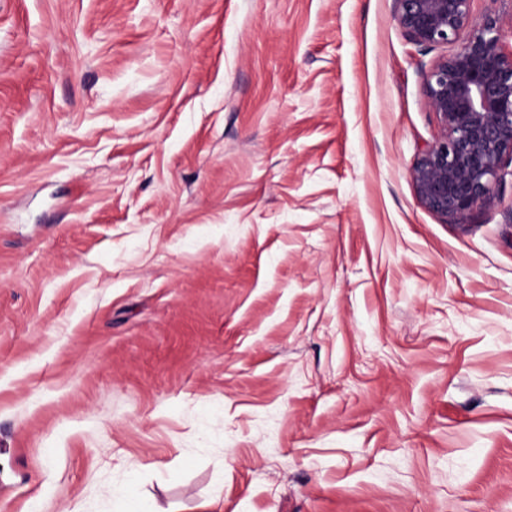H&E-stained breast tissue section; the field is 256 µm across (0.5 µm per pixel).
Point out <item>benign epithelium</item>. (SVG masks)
Returning a JSON list of instances; mask_svg holds the SVG:
<instances>
[{
  "instance_id": "benign-epithelium-1",
  "label": "benign epithelium",
  "mask_w": 512,
  "mask_h": 512,
  "mask_svg": "<svg viewBox=\"0 0 512 512\" xmlns=\"http://www.w3.org/2000/svg\"><path fill=\"white\" fill-rule=\"evenodd\" d=\"M395 20L415 45L450 52L424 75L439 137L409 177L420 203L453 224L495 202L512 176V49L500 18L477 15L473 0H394Z\"/></svg>"
}]
</instances>
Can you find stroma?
<instances>
[{"instance_id": "1", "label": "stroma", "mask_w": 512, "mask_h": 512, "mask_svg": "<svg viewBox=\"0 0 512 512\" xmlns=\"http://www.w3.org/2000/svg\"><path fill=\"white\" fill-rule=\"evenodd\" d=\"M394 0H0V512H512V181L451 224Z\"/></svg>"}]
</instances>
